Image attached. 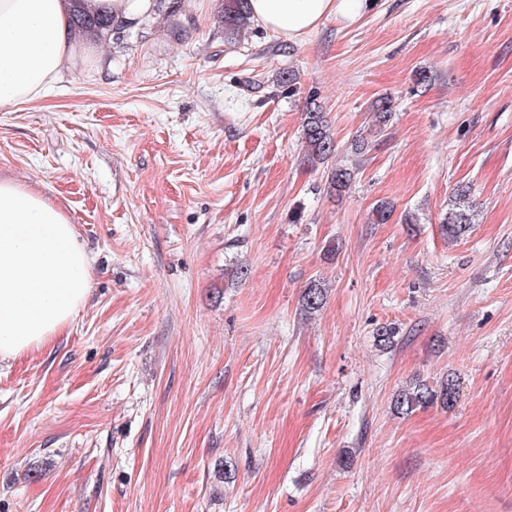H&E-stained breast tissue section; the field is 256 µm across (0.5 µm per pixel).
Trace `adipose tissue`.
<instances>
[{"mask_svg": "<svg viewBox=\"0 0 512 512\" xmlns=\"http://www.w3.org/2000/svg\"><path fill=\"white\" fill-rule=\"evenodd\" d=\"M368 0H249L253 19L284 41L327 16L353 19ZM73 0H0V108L40 98L78 54ZM90 292L87 255L66 215L40 194L0 180V362L64 330Z\"/></svg>", "mask_w": 512, "mask_h": 512, "instance_id": "ef3b65f1", "label": "adipose tissue"}]
</instances>
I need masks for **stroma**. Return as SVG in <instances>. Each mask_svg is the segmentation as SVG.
I'll list each match as a JSON object with an SVG mask.
<instances>
[{"label":"stroma","instance_id":"35a3bbf8","mask_svg":"<svg viewBox=\"0 0 512 512\" xmlns=\"http://www.w3.org/2000/svg\"><path fill=\"white\" fill-rule=\"evenodd\" d=\"M221 10L79 38L0 110V177L92 267L59 336L0 364V512H512V0H374L288 44L225 42ZM310 106L343 193L305 158ZM448 375L453 408L395 413ZM467 200V191L458 189L453 204L442 221V230L450 239L464 237L472 228L473 209H470Z\"/></svg>","mask_w":512,"mask_h":512}]
</instances>
